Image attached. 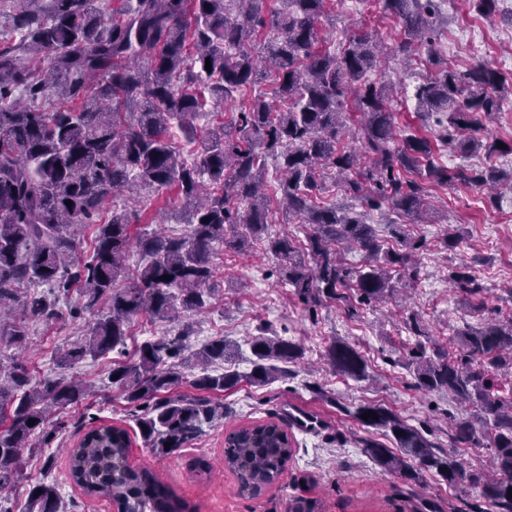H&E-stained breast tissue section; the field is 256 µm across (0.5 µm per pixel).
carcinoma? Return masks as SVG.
Masks as SVG:
<instances>
[{
  "label": "carcinoma",
  "instance_id": "carcinoma-1",
  "mask_svg": "<svg viewBox=\"0 0 512 512\" xmlns=\"http://www.w3.org/2000/svg\"><path fill=\"white\" fill-rule=\"evenodd\" d=\"M16 2L9 29L18 42L0 43V320L13 316L9 325L0 324V340L22 344L29 320L59 318L58 303L76 294L71 314L100 316L61 354L64 368L123 346L128 325L140 315L157 322L201 312L217 252L240 249L267 231L269 159L276 163L285 211L309 225L312 265L297 259L286 234L268 238L267 250L282 262L300 299L318 306L343 302L340 289L350 281L360 302L381 301L393 291L392 272L413 268L418 245L383 248L368 214L402 213L423 224L432 188L481 186L498 176L494 166L442 165L434 140L455 144L463 155L482 150L488 161L512 153L511 145L503 149L495 140L456 137L501 111L509 93L498 70L484 63L464 72L445 65L418 84L419 117H435L436 138L399 136L390 106L394 88L370 77L379 43L358 34L337 52L317 48L327 0H284L285 8L268 16L264 0H122L108 20L102 0H49L42 9ZM379 2L384 15L401 22L400 56H409L416 41H428L441 0ZM469 3L485 18L498 12L499 0ZM257 41L263 45L256 50ZM43 55L51 61L45 69L38 61ZM266 79L271 96L261 88ZM230 102L237 111L210 130L187 161L170 130L176 126L192 139L201 115L222 112ZM350 134L360 147L341 145ZM328 171L364 211H338L323 201ZM169 190L177 191L187 230L132 234V225L155 222V202ZM88 224L96 225V234L93 254L84 260L80 235ZM342 242L364 251L367 262L347 263L336 250ZM451 279L467 295L483 291L468 272L455 271ZM249 345L252 368L243 376L232 369L236 343L222 336L204 343L191 354L199 374L190 384L221 392L245 378L266 386L302 356L298 344L281 337L261 334ZM186 351L180 333L148 339L136 360L110 372L133 406L144 447L158 456L224 417V407L206 398L160 396L183 382ZM327 356L338 372L366 376L355 347L334 342ZM413 357L417 387L445 390L485 414L480 430L460 425L457 441L489 442L491 471L464 470L451 455L435 452L418 429L375 404L356 408L354 417L389 433L398 451L367 439L364 452L401 477L431 471L450 485L465 479L482 489L484 512H512V398L494 393L498 375H512V316L462 331L452 356L427 357L418 341ZM86 393L72 379L33 385L20 361L0 365V418L8 421L0 430V489L16 486L30 438L49 410L77 404ZM368 411L378 419H362ZM130 447L123 427L89 429L71 453V481L89 498L111 500L117 512H189L153 470L129 464ZM293 459L288 433L275 422L243 425L224 436V468L252 496L276 484ZM24 512H65L56 485L30 486Z\"/></svg>",
  "mask_w": 512,
  "mask_h": 512
}]
</instances>
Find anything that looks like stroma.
Masks as SVG:
<instances>
[{"instance_id": "1", "label": "stroma", "mask_w": 512, "mask_h": 512, "mask_svg": "<svg viewBox=\"0 0 512 512\" xmlns=\"http://www.w3.org/2000/svg\"><path fill=\"white\" fill-rule=\"evenodd\" d=\"M464 29L480 35L481 54H473L460 38ZM321 30L325 46L333 49L354 34L380 41L384 51L372 77L395 88L397 122L410 133L421 125L415 115L414 87L434 72L430 52L462 70L481 61L491 64L512 84V0H500V13L490 21L470 11L467 0H444L433 45H416L408 64L393 56L400 28L395 20L382 17L376 0H345L334 20L323 21ZM428 204L429 219L424 224L410 223L395 213L371 215L385 247L399 248L405 236L420 242L421 248L414 270L402 275L393 296L358 306L352 316L329 303L308 314L286 284L279 260L266 252L264 241H250L239 253L219 252L215 259L219 289L208 299L206 311L193 317L188 345L198 348L214 336L234 341L239 346L237 370L246 373L251 369L248 340L265 328L270 335L298 343L303 357L291 366L287 378L267 386L243 380L233 389L211 393V400L224 407L223 419L167 456H156L134 442L132 463L153 469L194 512H288L289 500L297 497L316 502L318 512H483L479 488L467 481L451 486L424 472L414 482L385 472L363 451L364 439H382V432L366 431L353 416L360 405H384L407 424L426 430L439 451L451 454L465 469L490 466V448L455 440L457 424L473 419L474 409L448 392L417 388L411 357L416 339L404 322L410 312H418L425 331L444 344L464 327L477 328L487 320L512 316V194L494 204L483 188L436 187ZM448 235L456 238V245H445ZM462 266L482 283V300L452 287L449 276ZM92 323V316L74 319L66 313L52 322H31L28 347L22 354L0 342V360L23 356L33 381L63 373L95 386L92 395L57 411L54 440L30 460L21 486L0 489V512H21L25 485L44 479L56 483L69 512H116L108 499L88 498L71 482L69 458L92 425L135 430L131 409L110 382L109 372L122 354H133L144 336L140 324H133L124 352L86 359L59 371L61 353ZM336 340L348 341L365 357L368 379H351L328 364L325 350ZM299 412L309 416V427L295 422ZM271 420L288 432L295 457L280 481L262 495L240 494L236 477L224 468V435L244 424ZM199 457L213 466L208 479H197L190 471Z\"/></svg>"}]
</instances>
